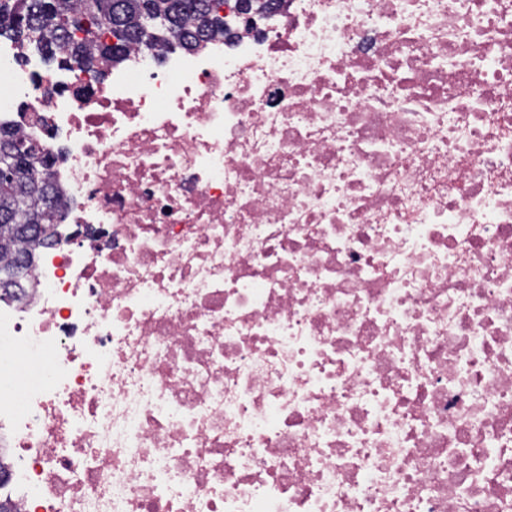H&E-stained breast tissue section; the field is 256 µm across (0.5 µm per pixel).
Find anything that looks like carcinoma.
Instances as JSON below:
<instances>
[{
  "label": "carcinoma",
  "instance_id": "1",
  "mask_svg": "<svg viewBox=\"0 0 512 512\" xmlns=\"http://www.w3.org/2000/svg\"><path fill=\"white\" fill-rule=\"evenodd\" d=\"M211 0H0V36L9 38L20 46L38 45L54 57L60 55L67 63L80 68L94 65L100 58L113 65L122 64L130 49L146 45L156 46V37L142 28L146 17L162 13L170 17L174 28L165 32L164 43L180 41L179 47L195 51L217 35L224 34V26L212 21ZM85 21L100 31L121 32L119 44L102 40H78L71 34L69 20ZM11 159V176L0 179V220L8 224L54 225L57 209L46 212V205L33 187V180L25 169L21 148L35 146L11 129L0 125V147ZM48 247V240L38 234L27 235L12 248L0 245V299L13 294L8 289L13 253L25 252L30 262H35L32 243Z\"/></svg>",
  "mask_w": 512,
  "mask_h": 512
}]
</instances>
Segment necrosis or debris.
Here are the masks:
<instances>
[{
  "instance_id": "4bbe7bcc",
  "label": "necrosis or debris",
  "mask_w": 512,
  "mask_h": 512,
  "mask_svg": "<svg viewBox=\"0 0 512 512\" xmlns=\"http://www.w3.org/2000/svg\"><path fill=\"white\" fill-rule=\"evenodd\" d=\"M225 19L56 75L0 40L85 236L0 304V499L512 512V0Z\"/></svg>"
}]
</instances>
